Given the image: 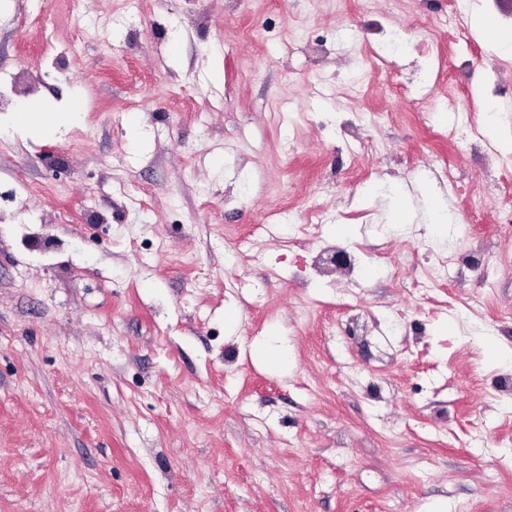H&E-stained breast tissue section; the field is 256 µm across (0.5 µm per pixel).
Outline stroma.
<instances>
[{
  "mask_svg": "<svg viewBox=\"0 0 512 512\" xmlns=\"http://www.w3.org/2000/svg\"><path fill=\"white\" fill-rule=\"evenodd\" d=\"M452 7L468 36L428 44ZM489 13L512 0H0V114L83 103L0 141V512H512V195L478 206L497 170L401 80L431 67L475 126L496 99L512 155ZM433 199L488 286L417 290ZM332 246L358 267L320 272Z\"/></svg>",
  "mask_w": 512,
  "mask_h": 512,
  "instance_id": "35a3bbf8",
  "label": "stroma"
}]
</instances>
